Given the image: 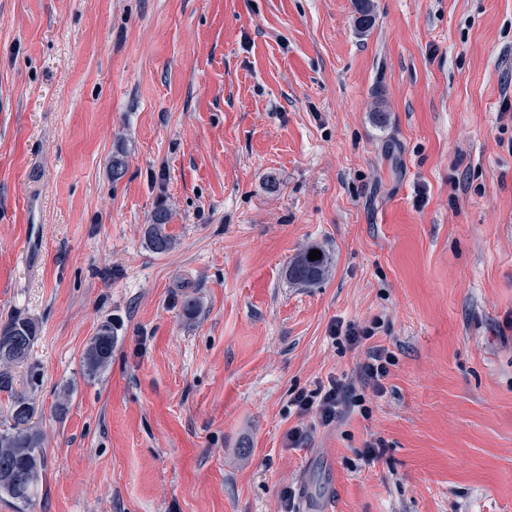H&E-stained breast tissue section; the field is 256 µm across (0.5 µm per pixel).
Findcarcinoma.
Segmentation results:
<instances>
[{
	"label": "carcinoma",
	"instance_id": "obj_1",
	"mask_svg": "<svg viewBox=\"0 0 512 512\" xmlns=\"http://www.w3.org/2000/svg\"><path fill=\"white\" fill-rule=\"evenodd\" d=\"M357 25L367 31L375 22L370 0H356ZM170 213L160 208L151 216L147 228V238L151 250L157 254L168 252L172 239L165 232ZM317 246H309L300 251L288 264V276L291 280L314 285L328 275L332 266V257L321 251L320 258L309 260L310 251ZM37 336L36 324L27 318H13L0 325V392L11 398V419L13 425L0 431V471H10L24 478L22 485L0 484V494H5L23 510L29 506L38 493L45 453L42 448V436L31 424L34 410L26 407L28 398L13 388L11 367L25 362ZM115 336L112 322H103L96 335L91 339L84 354L87 374L95 376L104 371L112 359Z\"/></svg>",
	"mask_w": 512,
	"mask_h": 512
}]
</instances>
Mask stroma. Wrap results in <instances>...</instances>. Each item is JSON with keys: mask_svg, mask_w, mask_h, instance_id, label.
Instances as JSON below:
<instances>
[{"mask_svg": "<svg viewBox=\"0 0 512 512\" xmlns=\"http://www.w3.org/2000/svg\"><path fill=\"white\" fill-rule=\"evenodd\" d=\"M372 5L363 34L354 0H0V324L38 327L13 375L46 456L26 512H512V0ZM310 244L332 269L295 283ZM331 378L365 411L298 415ZM170 213L163 208L157 209L151 216V224H148L147 238L151 250L157 254L168 252L172 247V239L165 232V226L169 223ZM310 250H319L320 259L310 261ZM332 266V257L319 246H309L300 251L288 264V276L291 280L304 284L314 285L328 275ZM114 343L112 322L104 321L84 354V365L89 376H96L108 367L112 359ZM366 356L365 362L361 365V382L371 384L375 392L382 393V380L389 373L388 365L393 364V357L380 347H370L366 352Z\"/></svg>", "mask_w": 512, "mask_h": 512, "instance_id": "obj_1", "label": "stroma"}]
</instances>
